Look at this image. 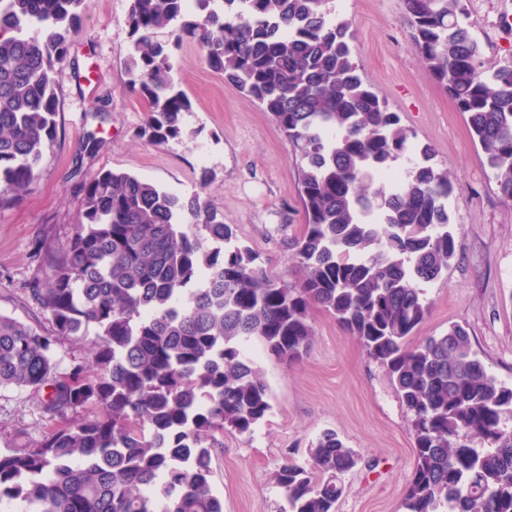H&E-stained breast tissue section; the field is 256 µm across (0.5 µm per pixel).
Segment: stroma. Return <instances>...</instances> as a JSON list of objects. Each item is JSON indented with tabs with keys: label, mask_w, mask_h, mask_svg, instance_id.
Instances as JSON below:
<instances>
[{
	"label": "stroma",
	"mask_w": 512,
	"mask_h": 512,
	"mask_svg": "<svg viewBox=\"0 0 512 512\" xmlns=\"http://www.w3.org/2000/svg\"><path fill=\"white\" fill-rule=\"evenodd\" d=\"M483 61L512 56V0H464ZM351 24L353 58L418 146L456 185L451 218L460 241L442 277L425 284L431 312L414 338L468 330L474 350L498 380L512 386V201L503 199L457 112L411 46L403 0H331ZM128 0H92L55 70L58 134L32 191L0 210V312L50 330L24 291L39 272L36 243L64 245L80 202V186L97 172L118 170L202 200L234 225L257 265L292 282V242L304 228L293 144L261 106L225 83L197 46L183 41L172 76L192 102L180 137L158 144L140 136L144 101L125 69L130 40ZM100 142L88 152L85 140ZM312 344L288 364L257 349L252 360L271 391L272 409L249 434L225 432L214 456L224 512H285L275 475L306 465L308 450L326 430L360 452L336 512H401L415 468L410 414L386 368L370 357L328 312L311 306ZM29 390L0 389V453L39 441L57 420Z\"/></svg>",
	"instance_id": "obj_1"
}]
</instances>
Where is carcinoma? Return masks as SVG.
I'll list each match as a JSON object with an SVG mask.
<instances>
[{"label":"carcinoma","mask_w":512,"mask_h":512,"mask_svg":"<svg viewBox=\"0 0 512 512\" xmlns=\"http://www.w3.org/2000/svg\"><path fill=\"white\" fill-rule=\"evenodd\" d=\"M128 2L142 135L163 143L183 132L192 104L171 72L189 39L294 144L300 277L269 276L197 194L115 170L85 181L66 245L38 249L42 273L25 288L51 332L0 313V388L44 393V411L59 419L40 441L0 453V512H224L220 437L252 432L272 409L244 346L299 360L313 305L386 367L411 414L416 464L403 512H512V386L487 370L461 325L411 343L430 313L419 284L448 271L460 247L454 188L354 61L350 23L328 0ZM90 5L0 0V210L31 191L55 142V66ZM404 5L413 50L467 114L512 201V57L484 65L463 0ZM92 326L90 362L58 372L57 347ZM473 436L488 449L472 447ZM360 461L324 431L308 467L275 474L288 512H336L342 476Z\"/></svg>","instance_id":"obj_1"}]
</instances>
